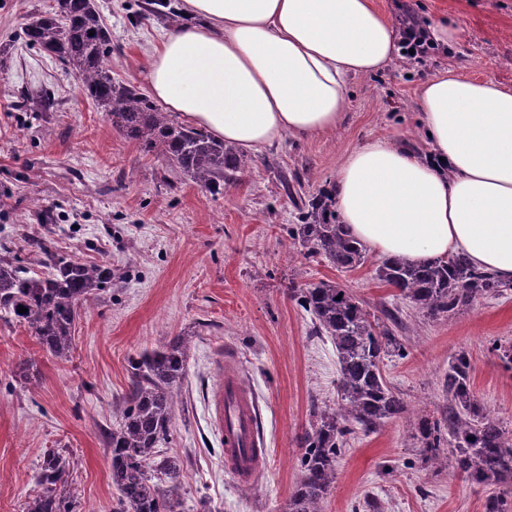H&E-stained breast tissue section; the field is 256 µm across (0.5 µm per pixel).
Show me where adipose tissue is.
Segmentation results:
<instances>
[{
  "label": "adipose tissue",
  "mask_w": 512,
  "mask_h": 512,
  "mask_svg": "<svg viewBox=\"0 0 512 512\" xmlns=\"http://www.w3.org/2000/svg\"><path fill=\"white\" fill-rule=\"evenodd\" d=\"M142 71L147 94L243 152L335 131L350 78L392 63L376 0H182ZM431 146L374 138L346 154L336 212L367 250L425 265L465 253L512 281V89L441 72L419 95Z\"/></svg>",
  "instance_id": "obj_1"
}]
</instances>
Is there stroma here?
Masks as SVG:
<instances>
[{
	"mask_svg": "<svg viewBox=\"0 0 512 512\" xmlns=\"http://www.w3.org/2000/svg\"><path fill=\"white\" fill-rule=\"evenodd\" d=\"M420 18L464 30L428 67L453 68L512 88V0H408ZM52 0H0V257L37 267L39 243L85 262L112 267V286L82 309L74 350L63 361L40 349L31 330L0 312V512H23L37 489L45 452L72 459L65 486L80 512H112L106 434L113 406L129 392L130 361L172 336L191 335L173 429L160 451L184 464L181 512L206 499L211 512H286L300 474L297 439L310 406L337 400L336 350L316 336L293 290L322 280L348 288L376 315L397 304L378 280L382 259L340 271L307 256L288 230L298 207L334 183L353 147L375 137L425 147L417 96L423 78L401 62L348 83L346 116L335 132L285 136L253 151V164L213 194L168 161L113 128L75 75L19 34L30 15ZM112 33V77L140 86V71L165 16L147 0H97ZM47 90L46 111L21 104V92ZM54 221L42 224L36 203ZM408 328L404 356L385 357L382 372L415 416L447 404L439 382L450 357L466 351L472 389L494 418L512 430V370L490 352L512 340V291L450 320ZM234 350L257 402L268 467L250 487L224 469V449L210 425L207 399L218 377L214 362ZM35 361V382L16 372ZM486 492L421 461L409 419L352 436L337 461L336 487L324 512H483Z\"/></svg>",
	"mask_w": 512,
	"mask_h": 512,
	"instance_id": "stroma-1",
	"label": "stroma"
}]
</instances>
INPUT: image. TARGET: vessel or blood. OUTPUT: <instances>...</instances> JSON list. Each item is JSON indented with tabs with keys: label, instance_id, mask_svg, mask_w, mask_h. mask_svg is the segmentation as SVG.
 I'll return each mask as SVG.
<instances>
[{
	"label": "vessel or blood",
	"instance_id": "vessel-or-blood-1",
	"mask_svg": "<svg viewBox=\"0 0 512 512\" xmlns=\"http://www.w3.org/2000/svg\"><path fill=\"white\" fill-rule=\"evenodd\" d=\"M216 371L219 383L211 402V425L224 442V466L236 482L254 485L267 467V450L257 428L256 400L232 355Z\"/></svg>",
	"mask_w": 512,
	"mask_h": 512
}]
</instances>
